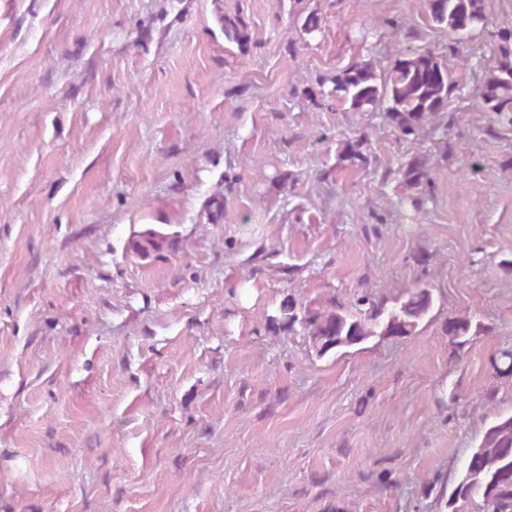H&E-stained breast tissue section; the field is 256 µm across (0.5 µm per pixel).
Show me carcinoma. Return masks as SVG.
<instances>
[{
    "instance_id": "carcinoma-1",
    "label": "carcinoma",
    "mask_w": 512,
    "mask_h": 512,
    "mask_svg": "<svg viewBox=\"0 0 512 512\" xmlns=\"http://www.w3.org/2000/svg\"><path fill=\"white\" fill-rule=\"evenodd\" d=\"M424 8L431 21L453 37L448 43L450 51L463 35L489 22L486 0H424ZM494 37V64L484 77L481 108L497 121L512 125V28H500ZM457 86L451 71L434 51L409 48L386 72H378L365 62L348 65L336 74L333 87L320 96L354 111L378 108L401 138L413 140L447 112L448 100ZM339 161L351 166L367 164L361 141L346 143ZM399 174L410 188L431 185L429 164L421 157L402 163ZM432 307V292L424 285L405 289L393 298L361 292L349 311L334 297L317 308L302 306L288 297L266 316V329L302 333L311 339L317 355L323 357L374 336H412ZM483 331L480 323L466 316L452 317L445 324V332L452 336L457 349ZM492 368L499 378L512 377V348L499 349ZM427 494L434 496L437 512H456L460 503L477 498L482 512H512V414L493 420L455 477L450 481L440 475L433 477L427 483Z\"/></svg>"
}]
</instances>
